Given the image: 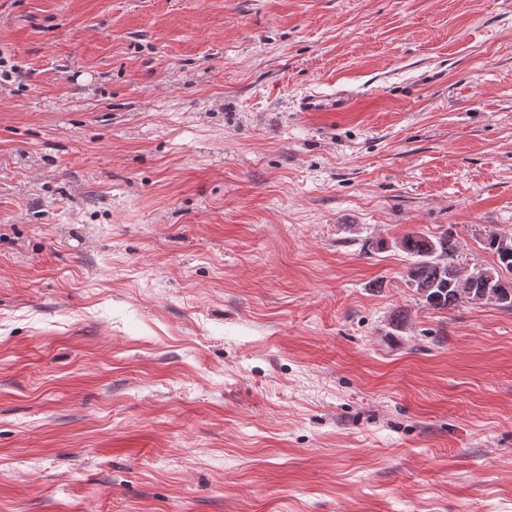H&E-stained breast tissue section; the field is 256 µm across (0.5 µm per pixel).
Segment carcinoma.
I'll return each mask as SVG.
<instances>
[{
	"mask_svg": "<svg viewBox=\"0 0 512 512\" xmlns=\"http://www.w3.org/2000/svg\"><path fill=\"white\" fill-rule=\"evenodd\" d=\"M483 243L496 256L495 265L475 264L467 270L458 241L446 231L430 236L410 232L395 241L409 257L404 280L427 309L488 303L512 309V234L489 229Z\"/></svg>",
	"mask_w": 512,
	"mask_h": 512,
	"instance_id": "cac0c4a2",
	"label": "carcinoma"
}]
</instances>
